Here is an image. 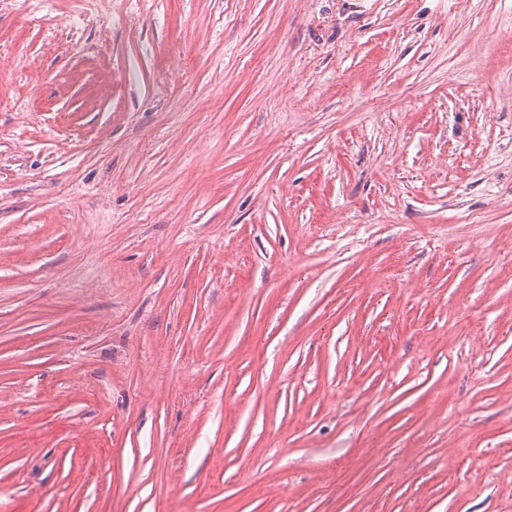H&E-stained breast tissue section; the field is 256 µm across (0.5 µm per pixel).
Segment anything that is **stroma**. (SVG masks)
<instances>
[{
    "label": "stroma",
    "mask_w": 512,
    "mask_h": 512,
    "mask_svg": "<svg viewBox=\"0 0 512 512\" xmlns=\"http://www.w3.org/2000/svg\"><path fill=\"white\" fill-rule=\"evenodd\" d=\"M0 512H512V0H0Z\"/></svg>",
    "instance_id": "obj_1"
}]
</instances>
